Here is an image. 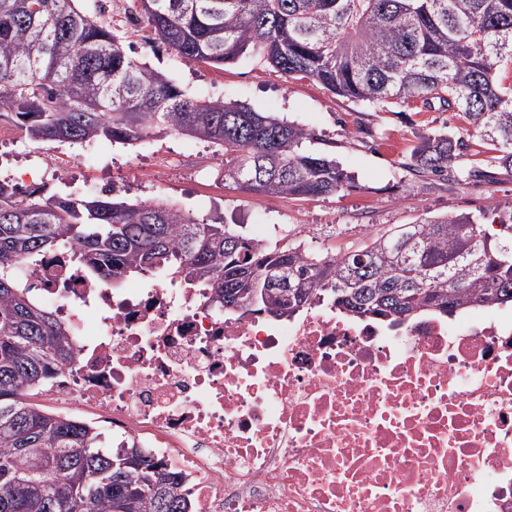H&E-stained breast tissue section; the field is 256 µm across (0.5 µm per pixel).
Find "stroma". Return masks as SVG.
I'll use <instances>...</instances> for the list:
<instances>
[{"mask_svg": "<svg viewBox=\"0 0 512 512\" xmlns=\"http://www.w3.org/2000/svg\"><path fill=\"white\" fill-rule=\"evenodd\" d=\"M78 6L110 24L132 56L165 73L188 95L235 99L305 128L311 135L305 149L335 158L348 186L309 200L239 190L211 175V168L224 165L214 145L174 133L128 147L98 140L91 144L92 159L85 161L80 146L39 143L18 132L0 146V179L16 183L22 174H33L47 197L116 183L131 199L174 205L198 220L291 224L306 238L324 239L336 254L425 217L466 214L488 224L512 214V168L494 164L492 146L462 116L439 107L422 111L403 103L353 102L317 80L286 77L248 55L226 65L189 63L155 43L149 28L137 22L136 0H79ZM443 130L462 132L468 150L446 176L416 170L411 152L420 136ZM203 157L210 170L200 169ZM135 169L148 173V180L131 179Z\"/></svg>", "mask_w": 512, "mask_h": 512, "instance_id": "35a3bbf8", "label": "stroma"}]
</instances>
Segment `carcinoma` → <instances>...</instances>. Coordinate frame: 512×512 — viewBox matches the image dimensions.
<instances>
[{
    "mask_svg": "<svg viewBox=\"0 0 512 512\" xmlns=\"http://www.w3.org/2000/svg\"><path fill=\"white\" fill-rule=\"evenodd\" d=\"M155 40L188 62L258 56L353 102L434 104L465 116L512 168V0H137ZM28 138L132 145L178 133L224 152V181L264 196L342 191L336 160L302 149L310 133L232 100L188 95L133 58L110 25L74 0H0V118ZM468 149L448 131L422 137L416 166L448 172ZM39 196L0 182V512H189L181 478L140 448L33 402L74 355L55 313L38 305L17 264L64 244L103 277L168 270L234 306L292 316L326 301L392 324L512 305V213L495 233L468 215L401 224L347 254L258 244L227 224L198 223L163 203Z\"/></svg>",
    "mask_w": 512,
    "mask_h": 512,
    "instance_id": "cac0c4a2",
    "label": "carcinoma"
}]
</instances>
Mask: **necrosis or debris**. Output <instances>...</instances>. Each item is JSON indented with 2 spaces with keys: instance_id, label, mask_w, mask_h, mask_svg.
<instances>
[{
  "instance_id": "necrosis-or-debris-1",
  "label": "necrosis or debris",
  "mask_w": 512,
  "mask_h": 512,
  "mask_svg": "<svg viewBox=\"0 0 512 512\" xmlns=\"http://www.w3.org/2000/svg\"><path fill=\"white\" fill-rule=\"evenodd\" d=\"M73 246L19 271L75 349L44 391L180 475L191 512H512V312L225 311Z\"/></svg>"
}]
</instances>
